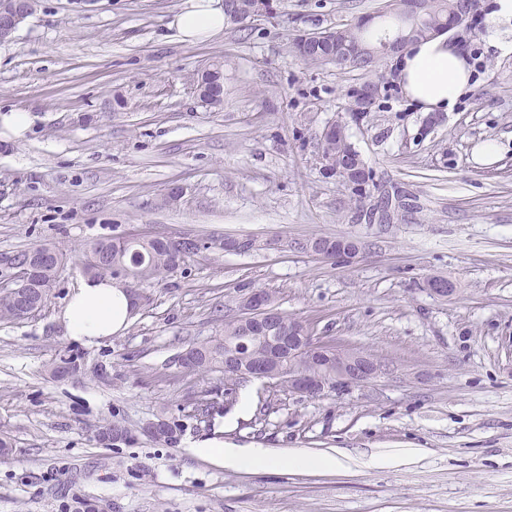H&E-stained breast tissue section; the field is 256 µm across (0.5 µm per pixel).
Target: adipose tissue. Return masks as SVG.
Here are the masks:
<instances>
[{"instance_id":"ef3b65f1","label":"adipose tissue","mask_w":512,"mask_h":512,"mask_svg":"<svg viewBox=\"0 0 512 512\" xmlns=\"http://www.w3.org/2000/svg\"><path fill=\"white\" fill-rule=\"evenodd\" d=\"M224 19L222 0H186L173 25L183 41L196 42L222 32ZM398 68L404 96L427 113L449 112L473 78L466 51L443 35L413 45ZM134 312V300L119 281L85 278L71 293L62 320L68 336L92 345L120 332ZM190 450L214 465L238 471L281 463L300 471H327L337 465L332 455L301 454L284 460L265 448H234L215 438L193 443Z\"/></svg>"}]
</instances>
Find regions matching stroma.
Segmentation results:
<instances>
[{
	"label": "stroma",
	"instance_id": "obj_1",
	"mask_svg": "<svg viewBox=\"0 0 512 512\" xmlns=\"http://www.w3.org/2000/svg\"><path fill=\"white\" fill-rule=\"evenodd\" d=\"M479 0L452 29L483 65L445 120L399 86L354 121L361 74L316 67L297 34L354 23L382 0H278L275 17L190 44L171 28L185 0H37L0 43V110L29 112L23 139L0 135V256L52 242L67 265L48 305L0 320V512H512V22L492 38ZM224 64V100L203 104L197 77ZM342 122L374 174L373 198L407 195L405 222L367 221L363 203L322 159L323 129ZM498 160L475 162L481 143ZM184 189L174 203L170 187ZM149 231L205 248L176 276L144 287L120 333L95 345L60 319L82 277L81 246ZM282 238L283 252L236 255L227 236ZM359 242L354 263L299 250L308 239ZM450 277L444 299L425 281ZM262 289L312 336L372 355L373 381L301 398L259 380L224 405L219 374L179 367L193 341L237 318ZM78 370L54 379L52 362ZM106 368L109 381L96 376ZM208 394L216 406L199 417ZM180 424L162 446L141 428ZM119 420L129 443H100ZM278 456L331 453L332 471L220 468L189 442ZM391 457L381 467L375 460Z\"/></svg>",
	"mask_w": 512,
	"mask_h": 512
}]
</instances>
